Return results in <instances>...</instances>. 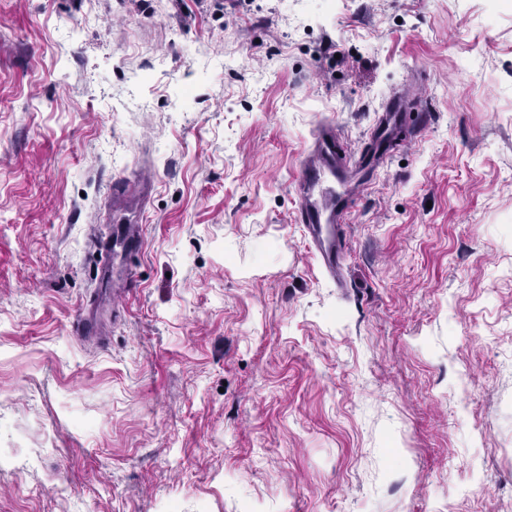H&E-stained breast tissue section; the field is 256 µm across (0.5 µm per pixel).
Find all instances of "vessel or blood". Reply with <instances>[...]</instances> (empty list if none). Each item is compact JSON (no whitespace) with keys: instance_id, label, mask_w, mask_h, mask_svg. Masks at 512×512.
I'll return each mask as SVG.
<instances>
[{"instance_id":"vessel-or-blood-1","label":"vessel or blood","mask_w":512,"mask_h":512,"mask_svg":"<svg viewBox=\"0 0 512 512\" xmlns=\"http://www.w3.org/2000/svg\"><path fill=\"white\" fill-rule=\"evenodd\" d=\"M406 109L401 98L387 100L370 136V150L360 156L358 169L379 166L386 154L383 144L400 113ZM348 180L349 167L339 154L336 131L329 126L323 127L315 137L312 150L304 157L297 176L302 191L299 219L310 237L314 256L332 275L339 274L346 251L342 225L351 204ZM117 246L130 253L141 249L142 238L136 225L116 228L113 238L101 244L108 253Z\"/></svg>"}]
</instances>
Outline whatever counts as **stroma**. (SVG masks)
<instances>
[{"label": "stroma", "mask_w": 512, "mask_h": 512, "mask_svg": "<svg viewBox=\"0 0 512 512\" xmlns=\"http://www.w3.org/2000/svg\"><path fill=\"white\" fill-rule=\"evenodd\" d=\"M223 3L0 0V512H512V11ZM401 92L340 287L295 178ZM119 246L129 253L138 252L142 247V238L136 224L118 227L114 232V238L101 243L102 249L112 255L113 247Z\"/></svg>", "instance_id": "35a3bbf8"}]
</instances>
